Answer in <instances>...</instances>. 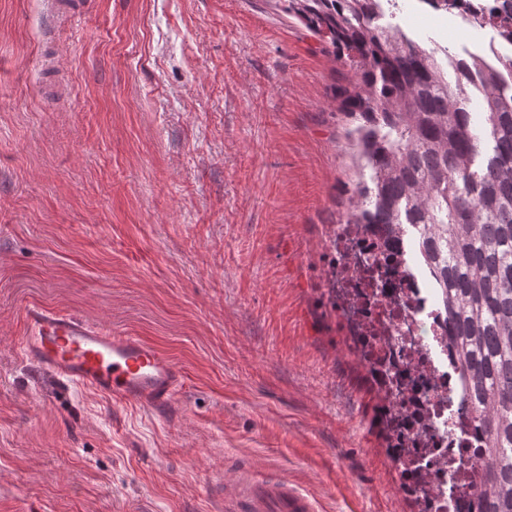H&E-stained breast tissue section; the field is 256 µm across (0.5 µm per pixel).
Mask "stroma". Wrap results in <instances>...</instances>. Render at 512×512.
<instances>
[{
	"instance_id": "35a3bbf8",
	"label": "stroma",
	"mask_w": 512,
	"mask_h": 512,
	"mask_svg": "<svg viewBox=\"0 0 512 512\" xmlns=\"http://www.w3.org/2000/svg\"><path fill=\"white\" fill-rule=\"evenodd\" d=\"M399 4L424 47L493 38ZM355 78L274 0H0V512H224L244 465L410 512L320 287ZM32 305L162 349L173 406L28 361Z\"/></svg>"
}]
</instances>
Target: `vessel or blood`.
<instances>
[{
  "instance_id": "obj_1",
  "label": "vessel or blood",
  "mask_w": 512,
  "mask_h": 512,
  "mask_svg": "<svg viewBox=\"0 0 512 512\" xmlns=\"http://www.w3.org/2000/svg\"><path fill=\"white\" fill-rule=\"evenodd\" d=\"M25 319L22 354L56 378L151 409L170 407L183 387L182 369L141 337L40 306ZM224 512H318V505L287 480L245 469L224 491Z\"/></svg>"
}]
</instances>
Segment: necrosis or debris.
<instances>
[{
	"label": "necrosis or debris",
	"mask_w": 512,
	"mask_h": 512,
	"mask_svg": "<svg viewBox=\"0 0 512 512\" xmlns=\"http://www.w3.org/2000/svg\"><path fill=\"white\" fill-rule=\"evenodd\" d=\"M327 287L336 290L343 335L366 354L364 368L391 425L398 491L420 500L421 512H480L451 466L473 456L475 425L462 399L455 353L430 274L411 257L400 224H352L339 215L327 227Z\"/></svg>",
	"instance_id": "4bbe7bcc"
}]
</instances>
